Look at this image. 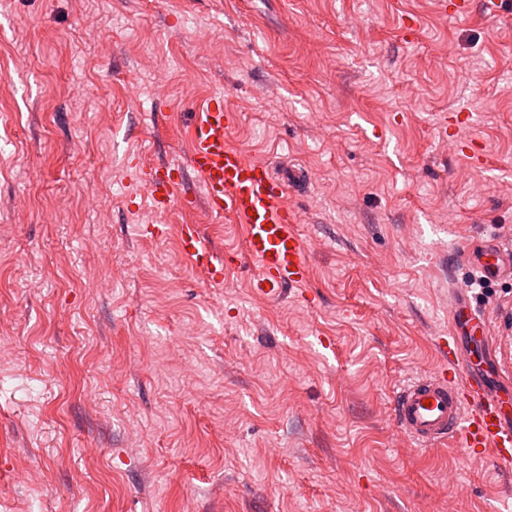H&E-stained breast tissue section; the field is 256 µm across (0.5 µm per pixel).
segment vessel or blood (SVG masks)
Returning a JSON list of instances; mask_svg holds the SVG:
<instances>
[{
  "label": "vessel or blood",
  "mask_w": 512,
  "mask_h": 512,
  "mask_svg": "<svg viewBox=\"0 0 512 512\" xmlns=\"http://www.w3.org/2000/svg\"><path fill=\"white\" fill-rule=\"evenodd\" d=\"M500 3L448 0L447 9L456 18L476 9L494 17ZM234 122L223 96L211 97L190 132L188 168L155 161L143 164L140 174L154 207L166 210L185 171H192L209 211L239 225L243 250L217 248L199 225L182 224L178 238L184 257L213 285L223 283L225 268L247 257L257 266L251 280L253 297L278 298L308 280V254L295 230L296 218L283 201L285 181L230 142L228 132ZM467 261L487 281L512 274V250L494 240L481 251L468 252ZM439 346L448 356L447 370L404 384L391 401L394 420L423 449L448 443L512 468V366L505 364L492 324L484 311L474 307L468 289L453 291L448 336Z\"/></svg>",
  "instance_id": "b4317fda"
}]
</instances>
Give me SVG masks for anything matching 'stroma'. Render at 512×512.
<instances>
[{"instance_id": "1", "label": "stroma", "mask_w": 512, "mask_h": 512, "mask_svg": "<svg viewBox=\"0 0 512 512\" xmlns=\"http://www.w3.org/2000/svg\"><path fill=\"white\" fill-rule=\"evenodd\" d=\"M217 93L305 177L311 276L276 302L249 260L212 287L184 258L180 224L242 248L195 175L140 233L139 164H187ZM488 234L512 248V0H0V512H512V469L390 414ZM489 286L512 336V275ZM502 0H451L439 2L441 9L452 17H468L475 7L485 16H498Z\"/></svg>"}]
</instances>
